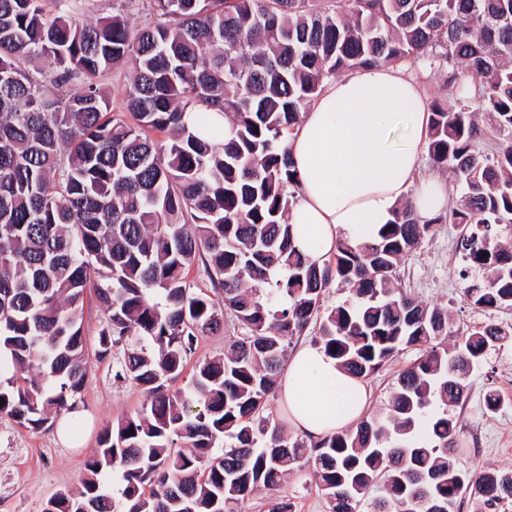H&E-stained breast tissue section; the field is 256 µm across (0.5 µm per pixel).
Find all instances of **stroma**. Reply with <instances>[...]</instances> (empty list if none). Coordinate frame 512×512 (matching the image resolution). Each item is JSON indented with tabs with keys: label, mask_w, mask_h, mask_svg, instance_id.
I'll use <instances>...</instances> for the list:
<instances>
[{
	"label": "stroma",
	"mask_w": 512,
	"mask_h": 512,
	"mask_svg": "<svg viewBox=\"0 0 512 512\" xmlns=\"http://www.w3.org/2000/svg\"><path fill=\"white\" fill-rule=\"evenodd\" d=\"M458 229L453 224L435 225L433 232L397 267L399 287L417 300L451 308L455 329L488 321L512 325V310H482L467 305L459 277L462 260L457 249ZM243 333L232 317H225L223 331L198 336L181 377L170 389L188 388L196 361L220 357ZM114 348L110 359L89 358V373L78 398L82 423L74 444L62 443L55 429L33 431L0 416V512H41L46 501L62 491H76L86 461L98 446L101 430L134 415L147 400L145 390L115 378L113 361L122 357ZM417 349L400 351L382 369L367 378L371 389L368 415L386 403L397 375L418 357ZM497 390L503 403L497 412L484 409V396ZM461 432L456 446L459 468L479 472L512 469V346L491 351L476 365L464 400L452 408ZM275 500H288L293 512H328V504L312 475H293L288 483L256 494L246 512H268Z\"/></svg>",
	"instance_id": "1"
}]
</instances>
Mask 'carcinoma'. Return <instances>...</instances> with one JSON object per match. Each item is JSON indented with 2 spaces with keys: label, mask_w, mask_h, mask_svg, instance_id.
<instances>
[{
  "label": "carcinoma",
  "mask_w": 512,
  "mask_h": 512,
  "mask_svg": "<svg viewBox=\"0 0 512 512\" xmlns=\"http://www.w3.org/2000/svg\"><path fill=\"white\" fill-rule=\"evenodd\" d=\"M150 4L138 28L119 12L89 20V0H0V414L41 430L77 410L89 289L107 313L97 358L125 344L116 376L148 394L101 431L81 489L42 512H243L309 469L329 512H360L377 485L372 512H455L466 493L487 508L511 500L512 471L457 466L448 407L473 366L512 345V327L474 325L450 346L448 309L406 295L395 273L433 225L455 224L467 304L512 309V246L499 241L512 231V0ZM404 62L443 80L428 155L461 195L424 223L404 202L378 242L343 241L319 268L292 246L285 138L326 80ZM127 63L115 113L96 78ZM188 112L222 113L229 133L199 136ZM486 128L500 142L490 151ZM197 261L222 302L188 280ZM334 283L349 297L325 308ZM226 312L244 330L231 353L170 391ZM313 323L362 379L405 348L420 355L382 416L312 444L264 410Z\"/></svg>",
  "instance_id": "obj_1"
}]
</instances>
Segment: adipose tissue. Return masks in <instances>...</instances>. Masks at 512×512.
Instances as JSON below:
<instances>
[{
  "instance_id": "obj_1",
  "label": "adipose tissue",
  "mask_w": 512,
  "mask_h": 512,
  "mask_svg": "<svg viewBox=\"0 0 512 512\" xmlns=\"http://www.w3.org/2000/svg\"><path fill=\"white\" fill-rule=\"evenodd\" d=\"M428 127L418 83L392 67L324 83L287 140L299 187L288 221L302 257L321 267L340 242H376L405 201L424 221L446 211V184L418 174ZM278 395L289 424L313 442L359 420L370 398L315 342L291 352Z\"/></svg>"
}]
</instances>
